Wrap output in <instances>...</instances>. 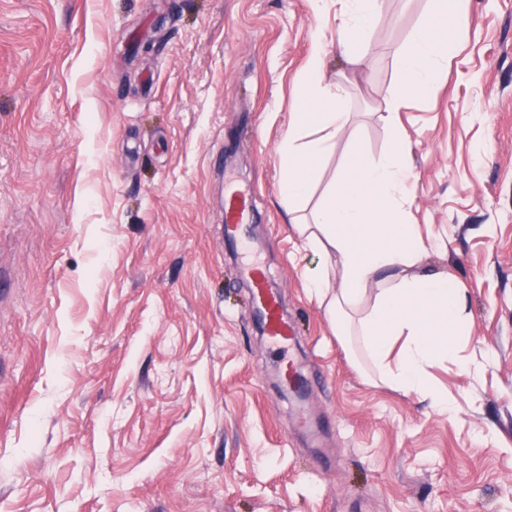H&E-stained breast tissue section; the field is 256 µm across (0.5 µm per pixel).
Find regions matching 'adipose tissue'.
I'll list each match as a JSON object with an SVG mask.
<instances>
[{
	"instance_id": "obj_1",
	"label": "adipose tissue",
	"mask_w": 512,
	"mask_h": 512,
	"mask_svg": "<svg viewBox=\"0 0 512 512\" xmlns=\"http://www.w3.org/2000/svg\"><path fill=\"white\" fill-rule=\"evenodd\" d=\"M336 2L337 50L352 66L361 67L357 41L374 27L382 0ZM455 37L448 23L441 36L432 35L426 20L398 50L396 89L386 102L388 149L376 157L352 154L328 183L312 220H305L302 211L319 178V163L350 120L344 86L329 75L321 43L311 47L296 109L278 150L283 170L280 201L291 224L304 235L308 248L339 264L340 286L328 302L337 337L346 338L348 327L357 325L386 384L443 407L448 401L433 385L430 370L455 357V341L465 335L469 322L468 307L449 275L405 273L406 267L421 261L425 244L408 221L409 142L396 116L410 96L428 94L443 77ZM373 282L378 291L367 306L363 299ZM396 344L401 350L393 359L389 353Z\"/></svg>"
}]
</instances>
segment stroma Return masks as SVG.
<instances>
[{"label":"stroma","instance_id":"1","mask_svg":"<svg viewBox=\"0 0 512 512\" xmlns=\"http://www.w3.org/2000/svg\"><path fill=\"white\" fill-rule=\"evenodd\" d=\"M336 0H0V512H512V0H470L411 151L418 271L463 288L434 367L450 411L368 378L306 275L278 146L320 39L354 152L389 145L394 57L432 0H383L352 71ZM249 195L232 248L215 192ZM296 329L302 392L272 379L240 268Z\"/></svg>","mask_w":512,"mask_h":512}]
</instances>
